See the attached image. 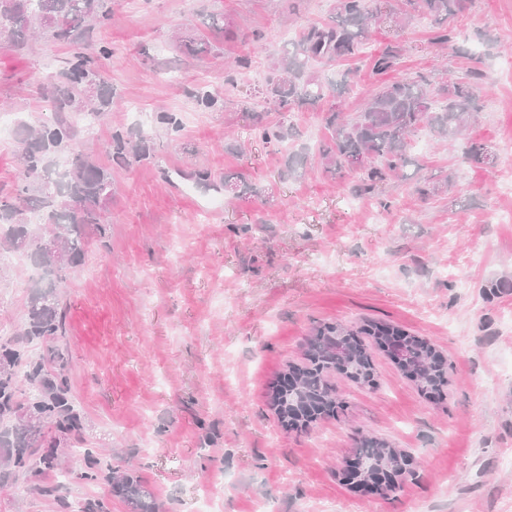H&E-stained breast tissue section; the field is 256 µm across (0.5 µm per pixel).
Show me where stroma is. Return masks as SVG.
Wrapping results in <instances>:
<instances>
[{"instance_id":"1","label":"stroma","mask_w":512,"mask_h":512,"mask_svg":"<svg viewBox=\"0 0 512 512\" xmlns=\"http://www.w3.org/2000/svg\"><path fill=\"white\" fill-rule=\"evenodd\" d=\"M334 0H112V21L85 51L108 47L112 99L83 152L112 182L106 246L90 243L59 291L65 312L67 374L83 421V447L101 458L81 479L74 440L46 431L66 471L0 479V512H82L102 499L130 512L112 490L119 471L141 480L159 512H199L214 488L223 512H512V0H474L436 28L407 0L393 29L381 21L362 57L323 67L326 84L356 70L352 90L292 112L298 135L273 150L254 134L282 114L262 95L269 62L289 39L330 22ZM230 18L236 40L210 30ZM201 34L212 50L182 55L178 36ZM396 40L405 53L395 78L447 69L483 73L479 119L452 150L413 136L408 179L354 197L352 173L331 177L316 163L330 138L325 114L357 112L377 85L368 55ZM73 47L37 39L16 51L0 44V111L35 127L54 117L36 76L68 71ZM209 94L212 106L199 101ZM175 115L179 130L160 123ZM146 135L150 159L125 168L107 152L113 130ZM485 143L493 163L463 155ZM306 175L287 174L289 158ZM244 174L245 190L198 183ZM451 176L447 193L421 197L413 176ZM31 272L0 264V336L23 328ZM496 294H489L490 285ZM388 323L428 340L446 362L434 396L405 376L362 328ZM360 333L372 384L329 373L338 406L306 426L284 429L271 388L306 363L317 327ZM407 456L392 490L366 492L345 477L363 439Z\"/></svg>"}]
</instances>
